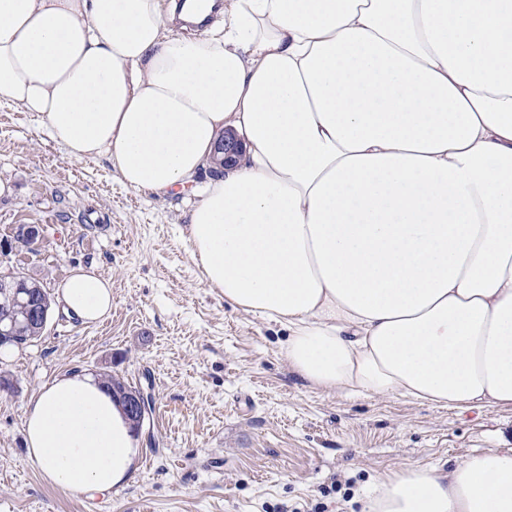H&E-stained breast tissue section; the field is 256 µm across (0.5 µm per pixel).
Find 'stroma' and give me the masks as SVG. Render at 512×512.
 I'll return each mask as SVG.
<instances>
[{
	"label": "stroma",
	"mask_w": 512,
	"mask_h": 512,
	"mask_svg": "<svg viewBox=\"0 0 512 512\" xmlns=\"http://www.w3.org/2000/svg\"><path fill=\"white\" fill-rule=\"evenodd\" d=\"M190 202L127 189L101 159L74 161L35 113L0 106V271L50 294L79 267L112 281V314L85 324L55 306L41 339L0 354V512H361L381 473L445 469L512 444V412L326 392L295 375L288 330L234 309L202 281ZM42 228L18 244L21 227ZM110 370L150 391L134 468L104 493L45 482L23 421L56 377Z\"/></svg>",
	"instance_id": "stroma-1"
}]
</instances>
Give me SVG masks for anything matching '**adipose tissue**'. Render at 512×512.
<instances>
[{
	"instance_id": "obj_1",
	"label": "adipose tissue",
	"mask_w": 512,
	"mask_h": 512,
	"mask_svg": "<svg viewBox=\"0 0 512 512\" xmlns=\"http://www.w3.org/2000/svg\"><path fill=\"white\" fill-rule=\"evenodd\" d=\"M0 104L133 191L194 192L206 287L287 326L309 385L512 411V0H225L196 39L165 0H0ZM227 129L244 150L214 177ZM59 294L112 312L95 270ZM24 425L64 490L110 491L137 455L87 374ZM362 512H512V452L385 472Z\"/></svg>"
}]
</instances>
